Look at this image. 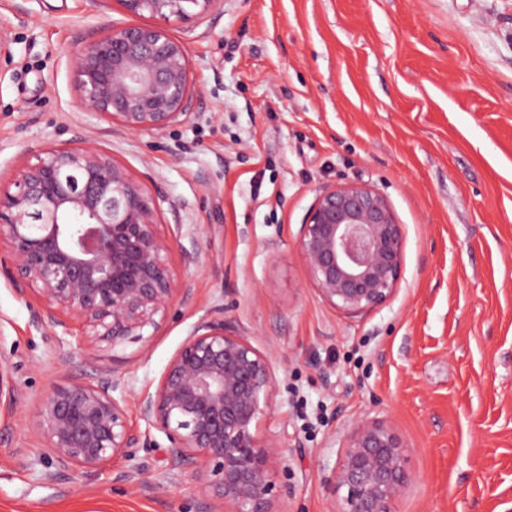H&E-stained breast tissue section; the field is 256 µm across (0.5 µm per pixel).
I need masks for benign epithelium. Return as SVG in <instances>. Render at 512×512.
Wrapping results in <instances>:
<instances>
[{"instance_id":"1","label":"benign epithelium","mask_w":512,"mask_h":512,"mask_svg":"<svg viewBox=\"0 0 512 512\" xmlns=\"http://www.w3.org/2000/svg\"><path fill=\"white\" fill-rule=\"evenodd\" d=\"M116 2L128 16L147 13L159 23L114 24L75 47L79 106L127 132L164 131L189 117L194 86L186 45L163 23L220 13L224 0ZM157 210L141 181L85 138L34 155L0 186L4 274L19 291L27 286L43 298L32 314L36 326L79 324L90 356L101 341L115 349L144 339L174 300L188 302L192 288L168 261L177 237L158 230ZM404 246V225L388 197L352 183L321 190L298 237L312 286L351 317L396 291ZM276 391L269 357L218 306L193 326L155 390L138 399L143 432L129 424L125 390L109 375L43 393L31 423L51 450L44 478L132 459L137 449L156 447V429L169 443V468L194 469L224 512H276L272 464L280 451L256 435ZM405 461L393 427L356 421L331 477L344 492L340 512H393L409 481Z\"/></svg>"}]
</instances>
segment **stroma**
<instances>
[{
  "instance_id": "1",
  "label": "stroma",
  "mask_w": 512,
  "mask_h": 512,
  "mask_svg": "<svg viewBox=\"0 0 512 512\" xmlns=\"http://www.w3.org/2000/svg\"><path fill=\"white\" fill-rule=\"evenodd\" d=\"M116 0H0L13 37L0 63V178L44 150L90 139L128 166L177 232L170 263L193 289L154 335L94 356L84 332L38 329L41 305L0 275V512H199L205 488L167 469L165 436L100 470L41 479L51 451L30 423L40 396L115 374L154 390L193 325L224 308L270 353L282 512H333L328 479L354 424L393 426L410 480L393 512H512V0H224L171 19L195 92L187 122L110 127L77 106V40L126 22ZM387 195L406 241L393 296L361 317L327 304L297 253L324 187ZM150 482L118 476L132 463Z\"/></svg>"
}]
</instances>
